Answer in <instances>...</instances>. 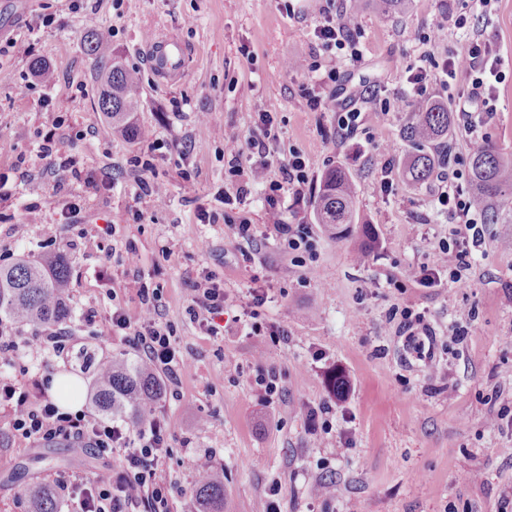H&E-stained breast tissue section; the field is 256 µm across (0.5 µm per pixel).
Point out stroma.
I'll list each match as a JSON object with an SVG mask.
<instances>
[{
  "instance_id": "stroma-1",
  "label": "stroma",
  "mask_w": 512,
  "mask_h": 512,
  "mask_svg": "<svg viewBox=\"0 0 512 512\" xmlns=\"http://www.w3.org/2000/svg\"><path fill=\"white\" fill-rule=\"evenodd\" d=\"M461 6L410 0L384 12L364 0L362 56L334 84L319 71L285 68L291 57L329 63L316 36L328 0H0V46L33 47L29 57L0 55V193L8 197L0 268L64 255L74 347L70 359H35L12 374L22 384L69 375L86 389L93 373L81 367L82 351L137 359L131 342L99 339L83 318L90 307L107 317L116 302L137 309L133 273L122 263L135 247L141 271L162 290L163 321L196 366L179 384L163 383L154 403L170 427L163 468L177 486L171 512H194L188 461L204 451L224 474V512H257L269 494L280 512H512V430L496 425L499 410H512V249L503 246L512 240V200L486 225L471 269L452 283L439 248L458 222L432 207L440 183L402 175L414 151L403 136L409 68L434 71L476 35L512 66V0L472 7L466 28L439 29ZM92 28L112 29L114 57L143 76L134 121L162 144L153 173L169 190L165 203L138 193L140 173L128 159L140 142L113 136L95 110L99 64L83 45ZM170 36L188 50L185 68L154 75L147 48ZM35 57L50 66L52 82H38ZM363 91L374 99L362 125L331 140L337 112ZM491 94L495 113L473 135L454 130L451 154L466 161L487 144L512 152V69ZM266 111L278 136L271 177L281 178L278 165L290 152L310 162L304 198L285 194L273 208L249 181L261 155L244 152L240 175H231L220 136H247ZM332 167L357 189L356 222L340 239L313 217L321 176ZM387 167L392 185L384 191ZM55 174L65 191L28 194L27 179ZM243 184L246 198L225 204V193ZM274 209L285 223L308 225V250L285 248L272 228ZM240 223L251 225L252 241L237 238ZM366 224L377 246L361 261ZM86 235L107 237V249L81 248ZM424 266L439 276L433 286L417 278ZM205 271L224 281L220 343L186 313L187 284ZM252 288L269 295L259 322L286 328L287 343L250 335L240 314ZM405 308L425 313L436 334L430 354L408 347L398 327ZM269 369L282 393L267 406L255 380ZM121 459L118 450L102 459L72 442H25L0 412V512H31L29 488L51 484L56 471L88 481Z\"/></svg>"
}]
</instances>
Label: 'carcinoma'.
Returning <instances> with one entry per match:
<instances>
[{
  "label": "carcinoma",
  "instance_id": "carcinoma-1",
  "mask_svg": "<svg viewBox=\"0 0 512 512\" xmlns=\"http://www.w3.org/2000/svg\"><path fill=\"white\" fill-rule=\"evenodd\" d=\"M110 36L90 29L84 43L88 54L99 58L103 86L97 108L112 121V131L141 141L145 128L134 125L130 115L139 106L141 75L109 58ZM452 125L448 108L437 102L414 105L406 137L416 153L405 163L403 176L416 184L429 181L447 154L436 147L448 141ZM471 196L484 210L493 206L512 187V154L494 145L478 148L470 158ZM354 187L346 172L332 168L321 178L316 196V223L344 232L354 223ZM69 265L57 255L47 260H20L0 268V317L21 324H54L67 319ZM91 400L105 417H127L137 423L160 394L156 374L141 361L118 360L93 367ZM197 512H224V480L216 473L196 477L193 488ZM33 512H57L55 494L47 485L29 489Z\"/></svg>",
  "mask_w": 512,
  "mask_h": 512
}]
</instances>
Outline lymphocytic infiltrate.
<instances>
[{
	"instance_id": "f902f5d3",
	"label": "lymphocytic infiltrate",
	"mask_w": 512,
	"mask_h": 512,
	"mask_svg": "<svg viewBox=\"0 0 512 512\" xmlns=\"http://www.w3.org/2000/svg\"><path fill=\"white\" fill-rule=\"evenodd\" d=\"M359 25L354 7L340 6L328 16L317 37L323 50L332 53L333 63L326 71L330 81H337L346 63L358 61ZM504 60L497 55L488 40L476 38L469 42L464 56L446 61L441 74L444 81L466 80L473 95L490 92L493 81L502 80ZM463 162L453 158L445 162L439 173L447 188L436 200V208L459 218L454 237L441 248L442 260L448 266V277L460 280L471 266V249L479 245L484 235V215L470 195L464 194L459 182L464 177ZM308 159L291 152L282 167V179L267 176V165L252 168L253 182L266 185L269 206H276L286 193L301 197L308 184ZM188 312L201 332L219 341L224 337V282L215 274L205 273L191 286ZM138 311L118 306L108 317L106 335L125 333L143 361L153 370L162 372L170 383H179L194 369L177 348L175 328L162 322L158 315L161 291L139 283ZM71 336L66 329L44 330L38 344L18 340L13 326L0 323V359L8 362L24 360L33 351L50 352L64 357L70 353ZM0 410L7 411L13 433L31 443L54 440L81 443L97 457L111 456L122 450L123 459L117 472L104 473L90 481H79L65 471L56 472L53 485L57 492L72 500L75 512H122L124 504L142 503L145 512H170L169 502L175 490L168 480L162 461L170 453L168 420L163 413L153 414L149 424L140 429L90 416L84 411L64 412L50 399L38 381L23 385L15 378L0 373Z\"/></svg>"
}]
</instances>
